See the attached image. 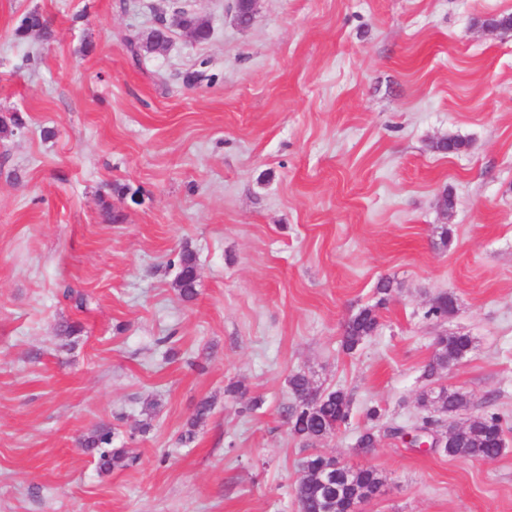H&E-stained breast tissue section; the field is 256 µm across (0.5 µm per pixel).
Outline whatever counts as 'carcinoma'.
<instances>
[{
    "label": "carcinoma",
    "mask_w": 512,
    "mask_h": 512,
    "mask_svg": "<svg viewBox=\"0 0 512 512\" xmlns=\"http://www.w3.org/2000/svg\"><path fill=\"white\" fill-rule=\"evenodd\" d=\"M182 24L193 29L197 34V41L205 42L211 36V27L207 20L194 14L185 16ZM38 31L48 33V21L38 12H29L22 16L15 35L19 38ZM197 261L193 251L185 249L179 258V272L175 280V287L182 299L192 301L197 295ZM391 292L390 283H382L378 293L382 295L379 302L361 308L344 326L342 334V348L351 352L366 338L372 336L379 327L378 309L385 302V295ZM472 348V340L465 335L442 336L438 340V349L435 358L424 371V376L432 378L436 372L448 366L451 361L464 358ZM289 386L295 402L287 407V422L291 432L300 438L307 447H313L324 438L336 433L350 415V399L341 389L325 390L321 393L320 401L310 408H300L299 400L311 388L306 376L295 373L289 378ZM442 404L448 417H454L457 410L470 405L469 396L458 390H440L425 392L420 397V404L427 400ZM211 403L203 400L199 403L194 418L188 424V429L181 439L190 442L194 437V429L210 412ZM504 430L501 417L491 411H484L476 416L455 440L453 447L447 454L453 458H464L476 455L498 456L502 453ZM111 427L105 424L98 426L81 441V447L97 459L100 471L108 472L117 467H125L135 460L129 450L113 448ZM334 467L342 477L349 479L350 486L346 488L344 497L338 501V508L333 512H353L367 496L378 492L382 486V479L378 472L372 468H362L357 471L336 467V460L320 454L307 457V468L316 471L321 467ZM297 499L309 512H324L331 507L323 497L318 483L311 479L300 481L297 486Z\"/></svg>",
    "instance_id": "carcinoma-1"
}]
</instances>
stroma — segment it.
Returning <instances> with one entry per match:
<instances>
[{
	"mask_svg": "<svg viewBox=\"0 0 512 512\" xmlns=\"http://www.w3.org/2000/svg\"><path fill=\"white\" fill-rule=\"evenodd\" d=\"M189 3L210 39L148 53L169 0H0V116L23 119L0 134V512H298L313 451L380 473L359 512H512V32L484 26L512 0H257L246 28ZM31 11L49 35L17 38ZM452 334L470 352L426 379ZM296 373L351 399L313 449L284 415ZM440 387L500 414V456L387 436ZM103 423L136 463L81 450ZM197 261L193 251L184 249L179 258V272L175 287L183 300L192 301L197 295ZM380 304L362 307L344 326L342 348L352 352L366 338L372 336L379 327L378 309Z\"/></svg>",
	"mask_w": 512,
	"mask_h": 512,
	"instance_id": "35a3bbf8",
	"label": "stroma"
}]
</instances>
